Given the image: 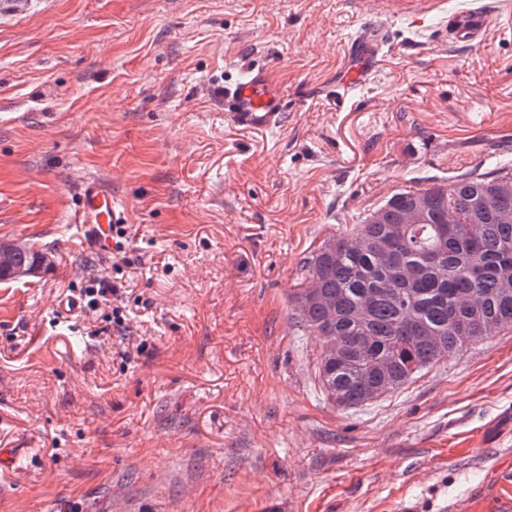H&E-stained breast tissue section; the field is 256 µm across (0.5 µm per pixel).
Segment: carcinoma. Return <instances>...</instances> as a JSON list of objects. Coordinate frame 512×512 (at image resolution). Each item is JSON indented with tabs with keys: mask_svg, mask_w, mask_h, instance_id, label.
<instances>
[{
	"mask_svg": "<svg viewBox=\"0 0 512 512\" xmlns=\"http://www.w3.org/2000/svg\"><path fill=\"white\" fill-rule=\"evenodd\" d=\"M505 210L512 212V160L398 189L305 259L302 276L335 303L336 321L325 328L320 304L303 300L300 288L289 297L298 331L331 336L350 351L340 365L318 354L324 396L332 384L340 407L355 409L512 327V222L501 221ZM329 242L339 251H326ZM365 298L372 306L362 318L356 309Z\"/></svg>",
	"mask_w": 512,
	"mask_h": 512,
	"instance_id": "carcinoma-1",
	"label": "carcinoma"
}]
</instances>
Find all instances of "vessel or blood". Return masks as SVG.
<instances>
[{"instance_id": "vessel-or-blood-1", "label": "vessel or blood", "mask_w": 512, "mask_h": 512, "mask_svg": "<svg viewBox=\"0 0 512 512\" xmlns=\"http://www.w3.org/2000/svg\"><path fill=\"white\" fill-rule=\"evenodd\" d=\"M494 27L493 12L487 4L471 6L449 15L442 35L455 43H484ZM386 44L383 22L365 23L351 36L345 49V64L337 71L334 83L338 94L336 107H344L349 94L371 78L377 56ZM282 95L266 72L249 73L243 80L224 90V108L236 126L245 129H270L282 119ZM77 221L90 237L109 230L120 220L112 205V194L95 179L81 183L78 190Z\"/></svg>"}]
</instances>
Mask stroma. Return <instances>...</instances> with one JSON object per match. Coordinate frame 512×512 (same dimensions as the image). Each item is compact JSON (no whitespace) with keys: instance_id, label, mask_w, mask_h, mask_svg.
Wrapping results in <instances>:
<instances>
[{"instance_id":"1","label":"stroma","mask_w":512,"mask_h":512,"mask_svg":"<svg viewBox=\"0 0 512 512\" xmlns=\"http://www.w3.org/2000/svg\"><path fill=\"white\" fill-rule=\"evenodd\" d=\"M391 0H0V512H512V329L344 410L299 335L300 266L363 209L512 157V39L442 43L414 0L344 110L316 89ZM265 69L272 131L224 121ZM100 180L129 237L125 332L65 301L111 274L76 222ZM29 247L20 245L13 242H0V268L3 266H9L11 269V275L14 279H24L29 277H35L38 275V269L33 267H25L33 264L38 256L37 251L32 249L27 250ZM27 250L23 253H19L16 257V263L19 265H25L14 268L11 265L12 257L15 253Z\"/></svg>"}]
</instances>
